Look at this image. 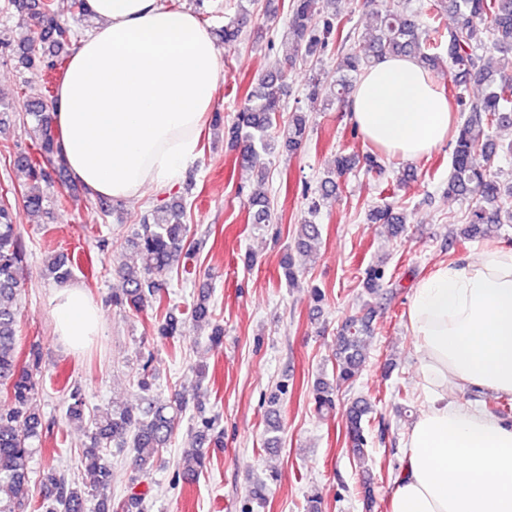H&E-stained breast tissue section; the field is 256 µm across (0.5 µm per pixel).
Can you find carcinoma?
Here are the masks:
<instances>
[{
  "label": "carcinoma",
  "instance_id": "obj_1",
  "mask_svg": "<svg viewBox=\"0 0 512 512\" xmlns=\"http://www.w3.org/2000/svg\"><path fill=\"white\" fill-rule=\"evenodd\" d=\"M336 0H292L288 19V63L297 59L319 60L339 41L336 52V80L329 88L319 75L308 85L307 98L320 111L334 105L349 106L352 89L360 76L374 62L386 57H405L416 61L432 77L448 76L455 87L472 81L485 86L477 98H467L463 92L454 95L459 111L465 114L455 129V146L451 170L448 174L447 194L450 197L470 199L467 225L457 234L464 241L483 238L493 224L512 223V180H502V170L496 159L505 153L512 156V143L503 145L484 134L498 126H512V73L504 70L501 62L512 66V0H430L427 4L428 22L421 23L399 9L378 11L375 23L357 35V43H350L351 35L344 34V24L335 8ZM454 17L450 27L441 24L444 14ZM248 9L240 7L238 18L224 24L219 36L224 45L237 43L244 33V18ZM39 30V41H48L58 50L69 46L73 31L54 10L53 0H41V6L31 16ZM285 72L277 64L248 92L240 108L237 121L228 128L231 138L245 143L241 166H259L261 156L274 152L275 141L269 129L280 121V96ZM55 97L46 89L29 96L26 115L33 123V133L40 158L23 156L28 170L29 184L23 193L26 206L32 211L42 208L45 196L43 183L46 174L40 159H51L59 154L58 137L54 125ZM306 115L294 112L283 128L280 143L288 152L301 148L306 139ZM357 163L354 155L336 156L335 173L322 179L308 204L312 216L321 206L336 200L338 180ZM252 223L272 224L274 213L269 199L264 196L249 198ZM373 224L398 225L403 217L393 213L389 206H375L368 210ZM189 226L184 223V207L178 203L162 205L146 214L137 225L128 245L138 253L141 266L124 271L127 288L112 296V305H128L137 312L155 310L161 315L158 334L175 340L182 335L179 320L164 311L163 288L160 278L180 263L181 257H190L186 247ZM303 238L297 250L308 252L311 242L320 235L319 225L312 221L302 225ZM25 256V245L13 224L10 209L0 200V512H90L89 503L96 501L97 512H130L142 504L145 493H134L126 502L112 503V468L105 449L113 444L128 446L134 451V473L131 484H140L169 447L175 424L188 408V399L176 394L168 401L151 402L141 416L127 410H106L94 418L91 443L85 448L81 465L92 482L82 487L69 482L53 467L42 470L38 480L32 479V442L39 438L42 420L32 408L38 390V375L42 370L40 343L29 345L25 361H20V336L16 297L21 285L19 264ZM288 285L295 286L303 271L296 265L292 253L284 254L280 263ZM51 273L58 283L68 281L72 267L64 257L51 263ZM386 276L379 265L365 271L364 288L370 295L378 293ZM370 331V320H347L336 336V382L321 381L316 387L315 412L324 418L336 409V392L350 385L364 363L363 334ZM67 415L82 418L85 401L79 387L68 391ZM373 413L372 404L359 397L345 410L352 452L358 461L365 460L367 437L365 424ZM202 429L191 439L190 447L183 449L179 461L182 479L191 480L206 464L201 445L209 440L214 447H224L223 435L207 438L214 422L204 419Z\"/></svg>",
  "mask_w": 512,
  "mask_h": 512
}]
</instances>
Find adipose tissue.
Masks as SVG:
<instances>
[{"label":"adipose tissue","instance_id":"ef3b65f1","mask_svg":"<svg viewBox=\"0 0 512 512\" xmlns=\"http://www.w3.org/2000/svg\"><path fill=\"white\" fill-rule=\"evenodd\" d=\"M89 6L98 24L75 46L56 93L61 156L92 195L113 201L174 186L214 105L217 43L184 2ZM350 109L358 132L392 155L422 156L453 130L447 96L411 60L369 68ZM51 304L71 347L99 333L100 312L81 288L57 290ZM408 319L423 402L389 512H512V422L459 398H512V249L439 264L417 284Z\"/></svg>","mask_w":512,"mask_h":512}]
</instances>
